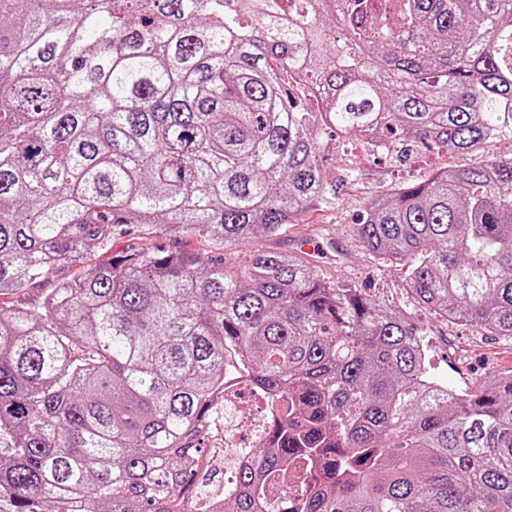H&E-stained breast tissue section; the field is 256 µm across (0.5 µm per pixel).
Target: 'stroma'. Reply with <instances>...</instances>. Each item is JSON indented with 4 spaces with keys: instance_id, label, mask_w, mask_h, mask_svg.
Wrapping results in <instances>:
<instances>
[{
    "instance_id": "stroma-1",
    "label": "stroma",
    "mask_w": 512,
    "mask_h": 512,
    "mask_svg": "<svg viewBox=\"0 0 512 512\" xmlns=\"http://www.w3.org/2000/svg\"><path fill=\"white\" fill-rule=\"evenodd\" d=\"M321 154L333 188L328 204L299 213L286 235L271 238L259 234L246 244L225 250V264L241 263L251 251L259 249L288 254L300 241L311 240L326 279L349 281L423 325L429 371L436 381L467 392L494 373L511 371L512 338L488 336L463 323L415 308L406 268L368 256L355 234L353 219L368 200L384 196L397 186L424 181L448 167L479 166L496 157L512 156V136L501 135L469 153L410 149L396 155L368 149L353 137L328 133L321 139ZM82 269L79 263L61 265L50 278L39 280L20 293L0 295V308L39 306L56 281L75 277Z\"/></svg>"
}]
</instances>
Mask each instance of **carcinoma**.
Returning <instances> with one entry per match:
<instances>
[{
    "label": "carcinoma",
    "instance_id": "cac0c4a2",
    "mask_svg": "<svg viewBox=\"0 0 512 512\" xmlns=\"http://www.w3.org/2000/svg\"><path fill=\"white\" fill-rule=\"evenodd\" d=\"M326 128L512 133V0H0V295L84 264L0 309L7 512H175L235 362L276 407L224 512H512V371L434 384L421 324L299 254L91 262L285 233L328 202ZM356 233L417 306L512 337V157L371 199ZM184 243H189L188 247L202 252L208 250L207 243H204L193 236H188L184 240H176L166 235L164 232H158L147 238L139 240L140 247L148 251L172 250L176 247L182 246ZM83 266L79 263L61 265L55 269L49 278L38 280L30 288L18 294L6 293L0 295V308L10 309L21 306L33 308L39 306L49 288H53L59 280L75 277L83 270Z\"/></svg>",
    "mask_w": 512,
    "mask_h": 512
}]
</instances>
